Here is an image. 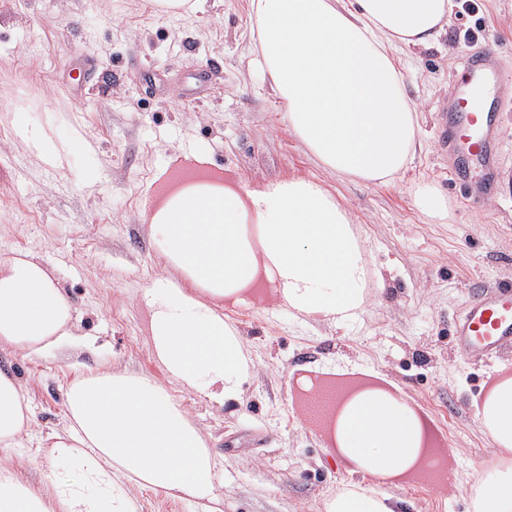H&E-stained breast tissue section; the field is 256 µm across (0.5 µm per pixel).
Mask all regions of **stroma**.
I'll return each instance as SVG.
<instances>
[{
    "mask_svg": "<svg viewBox=\"0 0 512 512\" xmlns=\"http://www.w3.org/2000/svg\"><path fill=\"white\" fill-rule=\"evenodd\" d=\"M477 23L504 74L491 84L500 180L475 205L449 186L438 134L469 51L460 34ZM253 26L247 0H199L179 16L151 0H0V259L40 263L73 305L58 347L27 356L0 344V370L30 400L32 432L14 466L23 480L45 481V439L67 424L74 377L112 368L166 382L140 294L158 276L180 275L158 257L143 215L200 154L207 171L248 186L317 178L348 205L383 276L343 326L302 322L272 299L227 310L254 363L241 400L220 407L178 395L224 456L221 512H321L325 495L350 480L320 417L301 404L297 378L324 373L398 385L441 447L454 449L447 467L457 486L416 478L392 487L405 512H471L470 487L495 461L475 404L512 373V351L472 361L456 352L450 329L480 290L512 282V0H475L473 14H454L440 47L401 54L405 93L425 116L423 149L392 184L317 167L249 69ZM21 123L68 144L63 163L18 136ZM422 182L447 197V223L416 208Z\"/></svg>",
    "mask_w": 512,
    "mask_h": 512,
    "instance_id": "1",
    "label": "stroma"
}]
</instances>
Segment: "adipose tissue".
<instances>
[{"label":"adipose tissue","mask_w":512,"mask_h":512,"mask_svg":"<svg viewBox=\"0 0 512 512\" xmlns=\"http://www.w3.org/2000/svg\"><path fill=\"white\" fill-rule=\"evenodd\" d=\"M257 25L253 63L269 78L291 130L325 171L352 181L398 178L422 148L420 116L404 91L394 49L439 44L454 0H247ZM157 253L181 281L141 293L152 353L167 380L109 370L74 379L71 422L51 437L47 482L0 463V512H137L135 483L219 512L224 457L203 438L171 386L222 406L241 400L253 362L225 309L256 284L304 320L346 323L375 283L350 210L321 181L292 177L249 187L202 179L156 203ZM72 304L39 263L0 260V343L24 354L69 334ZM497 450L472 488L473 512H512V377L476 412ZM30 415L16 377L0 372V449L19 447ZM424 428L404 393L360 392L338 412L331 444L358 483L325 497L323 512H402L384 488L415 472ZM78 465L77 479L64 471Z\"/></svg>","instance_id":"adipose-tissue-1"}]
</instances>
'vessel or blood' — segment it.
<instances>
[{"label":"vessel or blood","mask_w":512,"mask_h":512,"mask_svg":"<svg viewBox=\"0 0 512 512\" xmlns=\"http://www.w3.org/2000/svg\"><path fill=\"white\" fill-rule=\"evenodd\" d=\"M497 58L490 45L478 55L467 56L461 89L448 99V123L441 132V141L448 147L450 178L458 176L456 159L461 155L478 170L474 181L460 187L465 199L475 204L490 197L498 168V114L486 95L488 79L498 72ZM452 334L459 352L482 361L512 347V283L481 291L456 318Z\"/></svg>","instance_id":"obj_1"}]
</instances>
